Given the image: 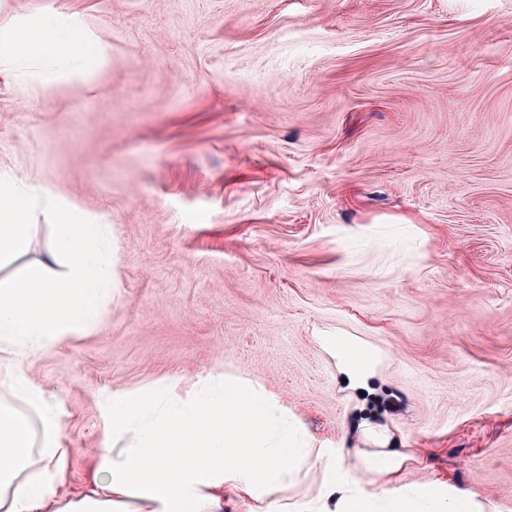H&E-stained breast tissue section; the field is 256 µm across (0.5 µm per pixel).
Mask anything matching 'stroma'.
I'll return each mask as SVG.
<instances>
[{
  "instance_id": "stroma-1",
  "label": "stroma",
  "mask_w": 512,
  "mask_h": 512,
  "mask_svg": "<svg viewBox=\"0 0 512 512\" xmlns=\"http://www.w3.org/2000/svg\"><path fill=\"white\" fill-rule=\"evenodd\" d=\"M92 33L0 66V172L110 224L104 324L28 359L91 490L113 397L261 384L426 501L512 512V0H0ZM379 354L366 394L325 343Z\"/></svg>"
}]
</instances>
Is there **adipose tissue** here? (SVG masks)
Here are the masks:
<instances>
[{
	"instance_id": "1",
	"label": "adipose tissue",
	"mask_w": 512,
	"mask_h": 512,
	"mask_svg": "<svg viewBox=\"0 0 512 512\" xmlns=\"http://www.w3.org/2000/svg\"><path fill=\"white\" fill-rule=\"evenodd\" d=\"M0 30L11 35L6 59L15 67L37 58L85 68L96 56L90 40L56 17L33 26L1 18ZM41 210L53 230L44 259L0 279V386L37 413L32 419L0 403V512H130L132 498L141 502L137 512H221L228 487L238 492L243 512H254L262 499L265 512H288L267 493L322 451L293 435L287 411L272 395L233 377L209 380L189 401L163 404L150 392L113 398V442L95 454L94 489L69 496L51 491L70 451L23 363L105 320L118 286V254L111 225L87 223L52 184L33 195L0 176L1 265L28 253ZM333 347L349 381L367 387L374 350L342 336ZM373 438L377 451L361 452L354 464L328 462V469L342 471L352 484L400 474L406 456L388 450L384 433Z\"/></svg>"
}]
</instances>
